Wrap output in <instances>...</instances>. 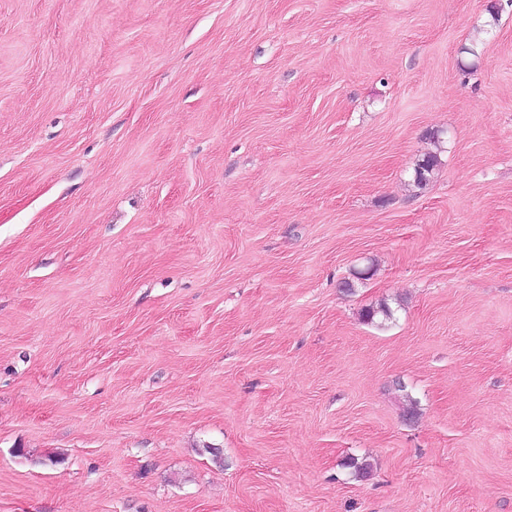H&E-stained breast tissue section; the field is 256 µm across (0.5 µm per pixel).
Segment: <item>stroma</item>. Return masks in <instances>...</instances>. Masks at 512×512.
I'll return each instance as SVG.
<instances>
[{"label":"stroma","mask_w":512,"mask_h":512,"mask_svg":"<svg viewBox=\"0 0 512 512\" xmlns=\"http://www.w3.org/2000/svg\"><path fill=\"white\" fill-rule=\"evenodd\" d=\"M0 512H512V0H0ZM440 161L437 153H427L419 159L414 168V183L425 187L433 178Z\"/></svg>","instance_id":"1"}]
</instances>
